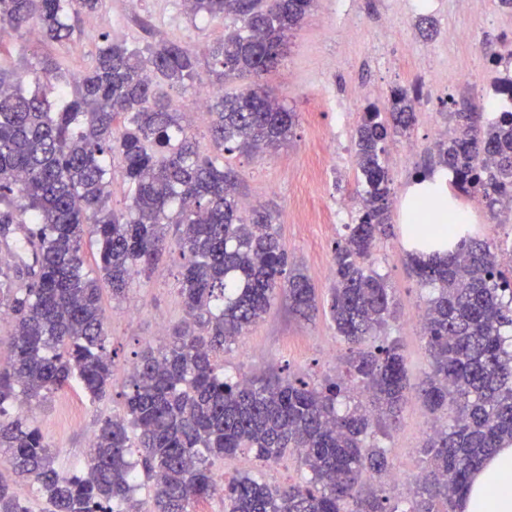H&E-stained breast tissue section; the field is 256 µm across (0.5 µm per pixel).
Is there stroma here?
<instances>
[{"mask_svg": "<svg viewBox=\"0 0 512 512\" xmlns=\"http://www.w3.org/2000/svg\"><path fill=\"white\" fill-rule=\"evenodd\" d=\"M479 2V10L467 11L457 0H317L278 67L264 77L273 96L298 114L292 138L273 154L217 150L210 138L211 114L194 109L197 91L168 92L174 111L191 114L189 130L202 152L233 169L242 209L262 205L273 211L289 263L304 269L317 294V309L307 317L294 313L287 297L279 296L245 338L225 350V370L250 376L283 369L316 381L336 375L346 355L327 298L335 246L359 213L353 195L360 176L354 146L359 109L370 103L386 109L393 89L412 87L431 71L439 75L438 106L417 105L413 129L389 144L393 228L377 241L371 256L374 269L393 290L395 313L368 343L398 342L407 370L401 424L389 434L375 436L405 480L399 488L403 495L408 492L407 480L424 466L421 448L436 422L419 397L428 355L413 321L431 290L413 272L403 245V199L415 176L436 167L434 144L447 125L446 113L486 104L485 88L496 78L487 63L512 52V10L502 8L498 0ZM453 28L467 31V40L449 41ZM105 35L140 47L169 41L200 50L223 38L224 24L192 19L183 0H106L100 11L80 16L67 41L30 35L0 39V65L14 70L28 88L33 85V70L46 61L73 77L92 67ZM470 208V237L493 242L503 251L512 248V211L501 209L493 215L482 202L471 203ZM182 262L178 237L169 234L162 264L151 279H137L120 302L113 300L110 290H103L105 330L116 354L112 386L104 398L89 400L74 386L30 407L29 415L61 472L82 471L101 419L123 414V394L136 353L148 345H167L182 324ZM211 471L221 484L248 475L285 486L299 480L304 468L294 454L284 455L273 468L243 451L214 460Z\"/></svg>", "mask_w": 512, "mask_h": 512, "instance_id": "obj_1", "label": "stroma"}]
</instances>
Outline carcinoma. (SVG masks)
Instances as JSON below:
<instances>
[{
	"mask_svg": "<svg viewBox=\"0 0 512 512\" xmlns=\"http://www.w3.org/2000/svg\"><path fill=\"white\" fill-rule=\"evenodd\" d=\"M102 0H0V24L21 36L38 31L63 42L75 20ZM190 14L222 19L224 38L202 53L174 42L144 50L102 36L95 64L53 107L46 89L64 79L42 63L26 89L0 66V237L14 224L32 257L0 264V308L9 315L11 355L0 363V449L15 480L0 478V512H29L17 486L39 484L48 512H139V475L153 482V512H191L193 502L224 492L225 512H457L471 473L512 445V267L493 244L464 236L446 261L411 258L434 288L423 331L430 372L421 397L447 413L422 453L413 493L389 483L364 487V474L388 473L375 431L397 429L406 364L395 341L367 346L386 326L392 295L368 259L390 219L385 155L394 134L415 125V98L390 93L386 113L369 104L355 152L363 178L357 223L337 244L329 310L347 345L344 370L311 383L290 374L248 379L220 373L219 357L238 342L287 288L292 309L316 310V290L288 254L271 213L243 216L234 176L201 156L164 82L186 91L200 80L199 56L218 84L248 79L209 103L211 138L226 153L275 152L288 142L296 113L270 95L263 76L279 65L290 35L316 0H185ZM454 132L436 143L438 163L463 193L490 211L512 204V112L482 123L450 112ZM120 159L130 202L110 206L112 158ZM175 227L183 257L179 293L185 319L162 351L145 347L133 363L125 411L108 417L92 440L87 470L63 475L25 405L80 385L90 400L112 385L102 286L121 300L136 277L156 272ZM98 244V269H84L85 239ZM20 402L12 414L5 404ZM137 430L132 441L129 429ZM253 451L266 461L294 452L310 476L271 487L242 476L219 487L210 459Z\"/></svg>",
	"mask_w": 512,
	"mask_h": 512,
	"instance_id": "carcinoma-1",
	"label": "carcinoma"
}]
</instances>
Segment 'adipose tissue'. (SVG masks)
I'll list each match as a JSON object with an SVG mask.
<instances>
[{"mask_svg": "<svg viewBox=\"0 0 512 512\" xmlns=\"http://www.w3.org/2000/svg\"><path fill=\"white\" fill-rule=\"evenodd\" d=\"M449 170L437 169L411 185L404 199L407 222L402 237L408 252L415 255H446L456 241L443 233L433 232L430 225L419 222L416 213L425 203H443L454 223L469 226L471 211L456 195ZM460 512H512V447L498 449L476 471Z\"/></svg>", "mask_w": 512, "mask_h": 512, "instance_id": "1", "label": "adipose tissue"}]
</instances>
